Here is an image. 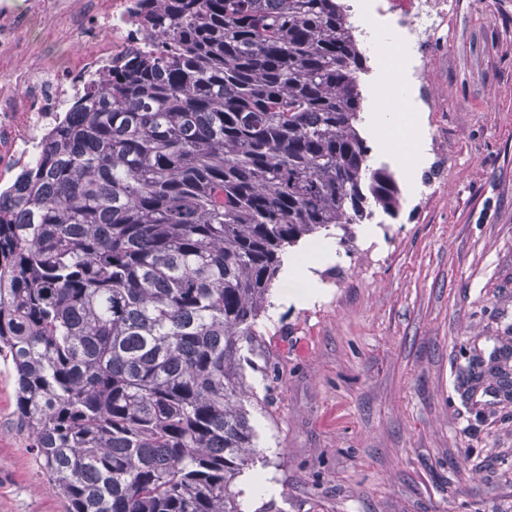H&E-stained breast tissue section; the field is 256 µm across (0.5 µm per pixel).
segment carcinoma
Masks as SVG:
<instances>
[{
    "label": "carcinoma",
    "mask_w": 512,
    "mask_h": 512,
    "mask_svg": "<svg viewBox=\"0 0 512 512\" xmlns=\"http://www.w3.org/2000/svg\"><path fill=\"white\" fill-rule=\"evenodd\" d=\"M0 209V362L66 512H243L244 364L287 248L393 217L341 0H141ZM493 389L512 396L507 356Z\"/></svg>",
    "instance_id": "1"
}]
</instances>
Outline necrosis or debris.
Masks as SVG:
<instances>
[{"label": "necrosis or debris", "instance_id": "4bbe7bcc", "mask_svg": "<svg viewBox=\"0 0 512 512\" xmlns=\"http://www.w3.org/2000/svg\"><path fill=\"white\" fill-rule=\"evenodd\" d=\"M139 0H0V193L35 162L48 134L72 120L71 105L109 66L150 45ZM359 15H392L422 40L448 0H350Z\"/></svg>", "mask_w": 512, "mask_h": 512}]
</instances>
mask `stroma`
Segmentation results:
<instances>
[{
    "mask_svg": "<svg viewBox=\"0 0 512 512\" xmlns=\"http://www.w3.org/2000/svg\"><path fill=\"white\" fill-rule=\"evenodd\" d=\"M376 25L403 45L420 188L371 141L397 215L375 211L371 241L354 225L316 270L321 300L261 315L246 380L270 405L251 408L258 459L235 487L244 512H512V400L468 390L470 363L512 348V0H453L421 51L389 17ZM15 400L0 366V512H65ZM256 476L272 493H254Z\"/></svg>",
    "mask_w": 512,
    "mask_h": 512,
    "instance_id": "35a3bbf8",
    "label": "stroma"
}]
</instances>
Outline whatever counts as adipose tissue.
<instances>
[{"label": "adipose tissue", "instance_id": "obj_1", "mask_svg": "<svg viewBox=\"0 0 512 512\" xmlns=\"http://www.w3.org/2000/svg\"><path fill=\"white\" fill-rule=\"evenodd\" d=\"M382 96L385 101L384 111L367 115V129L381 144L397 145L401 150L406 174H413L426 157V142L417 116L407 109L410 93L406 86L388 83L384 86ZM336 259V245L329 239L316 248L314 260L304 259L299 253L288 255L283 277L304 287L302 294L293 296L295 305H306L319 296L320 288L314 271L317 266Z\"/></svg>", "mask_w": 512, "mask_h": 512}]
</instances>
